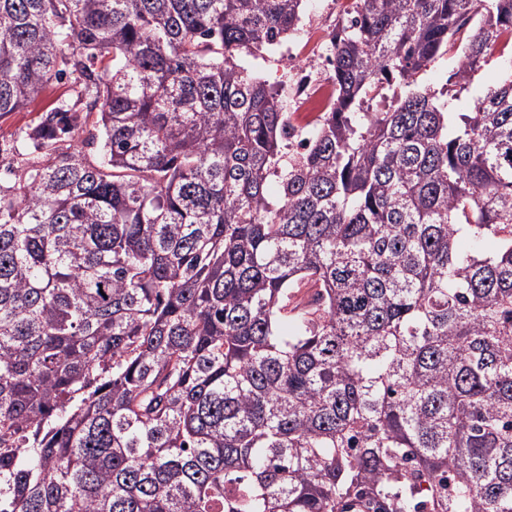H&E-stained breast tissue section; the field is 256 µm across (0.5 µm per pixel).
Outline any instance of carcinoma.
<instances>
[{
  "label": "carcinoma",
  "instance_id": "carcinoma-1",
  "mask_svg": "<svg viewBox=\"0 0 512 512\" xmlns=\"http://www.w3.org/2000/svg\"><path fill=\"white\" fill-rule=\"evenodd\" d=\"M304 2L0 0V119L70 82L0 138V512H512V0H349L299 131L239 57ZM454 64L448 59H439L424 71L420 80L435 89H440L452 74ZM501 64L498 60L493 58L487 66L483 70H481L478 75H476L475 80L470 88L469 92H464L461 95L459 101L454 102L457 104L456 112H466V106L468 102L472 101L473 97L478 93L481 89L486 86L492 85L500 80L501 77ZM332 72L329 73L327 66L322 70V76L327 82L313 78L306 74L302 78V86L293 97L295 109L303 112H323L332 103L335 94L331 82ZM66 90L67 87L63 84H55L48 87L27 109L20 112H13L2 125L0 122V135L8 136L16 129L32 124L37 120L38 116Z\"/></svg>",
  "mask_w": 512,
  "mask_h": 512
}]
</instances>
